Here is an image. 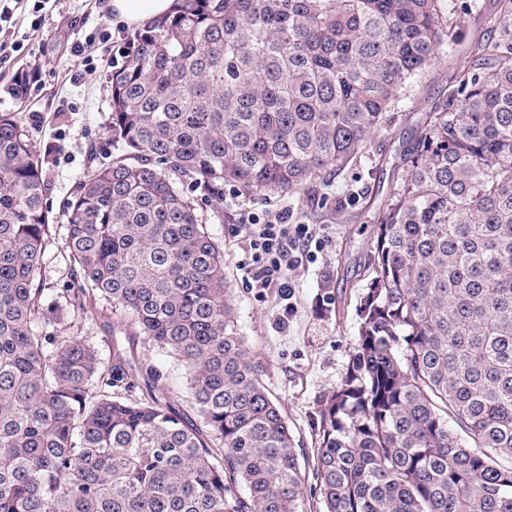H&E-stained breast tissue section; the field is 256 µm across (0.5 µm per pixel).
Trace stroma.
Returning a JSON list of instances; mask_svg holds the SVG:
<instances>
[{"mask_svg":"<svg viewBox=\"0 0 512 512\" xmlns=\"http://www.w3.org/2000/svg\"><path fill=\"white\" fill-rule=\"evenodd\" d=\"M108 3L47 0L38 25L28 10L17 9L12 28L24 48L0 58V112L16 113L44 156V201L51 224L42 261V301L66 314L69 334L87 340L106 363L112 360L111 310L99 303L89 315L73 312L62 290L70 284L72 265L65 248L66 205L90 167L115 154L109 139V78L116 67L115 46H126L134 31H121L114 45L94 40V33L112 26ZM439 5L453 21L448 44L436 62L406 82L366 150L330 177L324 191L335 197V206L324 208L303 194L245 197L228 187L223 201L200 211L227 258L224 274L234 300L236 332L246 340L251 361L297 443L306 449L315 446L321 405L339 385L356 346L371 229L401 182L402 143L420 132L426 112L447 96L457 71L471 60L472 45L512 33L502 0H440ZM21 75L26 93L19 99L11 87ZM278 211L314 225L322 239L313 259L294 274L288 315L275 291L262 296L248 288L240 268L244 245L235 234L236 226ZM126 351L133 364L153 366L162 375L163 402L195 416L180 361L140 338L127 344Z\"/></svg>","mask_w":512,"mask_h":512,"instance_id":"stroma-1","label":"stroma"}]
</instances>
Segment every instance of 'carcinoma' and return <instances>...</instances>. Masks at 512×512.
Returning a JSON list of instances; mask_svg holds the SVG:
<instances>
[{
  "label": "carcinoma",
  "mask_w": 512,
  "mask_h": 512,
  "mask_svg": "<svg viewBox=\"0 0 512 512\" xmlns=\"http://www.w3.org/2000/svg\"><path fill=\"white\" fill-rule=\"evenodd\" d=\"M439 0H176L112 70V142L68 207L70 305L181 362L199 422L58 330L43 159L0 113V512H308L234 330L209 199L312 194L439 58ZM358 341L319 411L318 512H512V39L480 41L400 155Z\"/></svg>",
  "instance_id": "cac0c4a2"
}]
</instances>
